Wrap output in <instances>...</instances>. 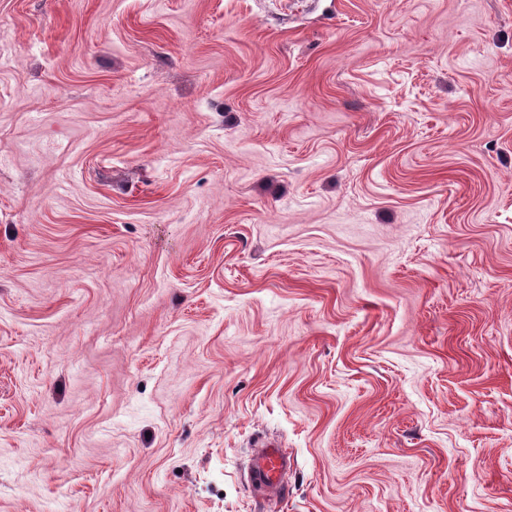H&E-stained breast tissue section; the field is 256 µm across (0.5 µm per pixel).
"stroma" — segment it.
<instances>
[{
    "mask_svg": "<svg viewBox=\"0 0 512 512\" xmlns=\"http://www.w3.org/2000/svg\"><path fill=\"white\" fill-rule=\"evenodd\" d=\"M0 512H512V0H0ZM287 470L288 456L280 448H261L250 471V480L276 494L284 485Z\"/></svg>",
    "mask_w": 512,
    "mask_h": 512,
    "instance_id": "1",
    "label": "stroma"
}]
</instances>
